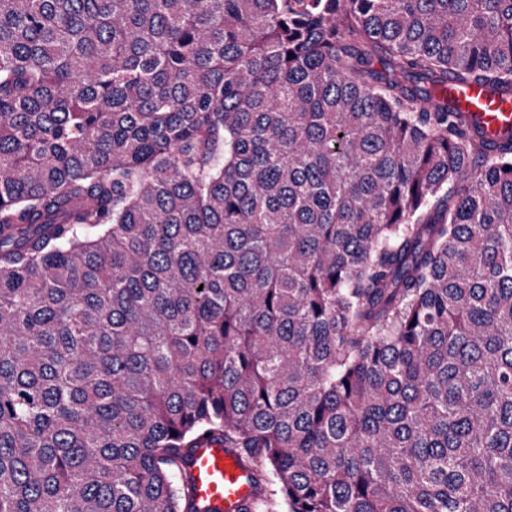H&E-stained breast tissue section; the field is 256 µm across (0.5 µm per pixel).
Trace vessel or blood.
<instances>
[{
  "instance_id": "b4317fda",
  "label": "vessel or blood",
  "mask_w": 512,
  "mask_h": 512,
  "mask_svg": "<svg viewBox=\"0 0 512 512\" xmlns=\"http://www.w3.org/2000/svg\"><path fill=\"white\" fill-rule=\"evenodd\" d=\"M448 103L476 120L484 140L497 142L512 133V99L501 100L477 86H449ZM187 470L192 477L195 500L211 512H255L257 497L234 449L204 443L193 449Z\"/></svg>"
}]
</instances>
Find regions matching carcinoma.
Instances as JSON below:
<instances>
[{
  "instance_id": "1",
  "label": "carcinoma",
  "mask_w": 512,
  "mask_h": 512,
  "mask_svg": "<svg viewBox=\"0 0 512 512\" xmlns=\"http://www.w3.org/2000/svg\"><path fill=\"white\" fill-rule=\"evenodd\" d=\"M512 0H0V512H512ZM448 104L476 120L484 140L497 142L503 134H512V97L502 101L478 86L448 84ZM186 468L197 503L217 512L255 511L257 496L233 448L203 443L190 452Z\"/></svg>"
}]
</instances>
